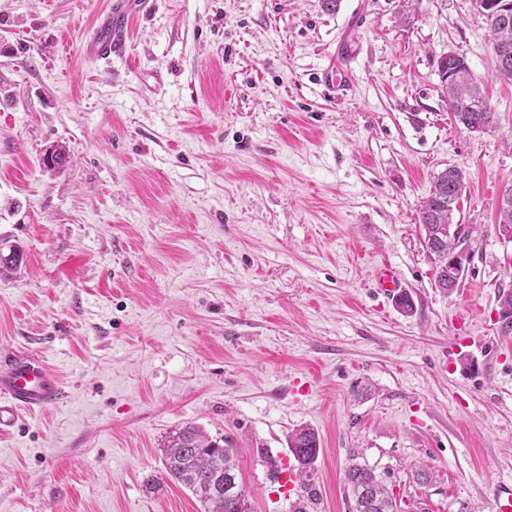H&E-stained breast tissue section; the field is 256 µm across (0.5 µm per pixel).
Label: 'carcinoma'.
Listing matches in <instances>:
<instances>
[{
  "mask_svg": "<svg viewBox=\"0 0 512 512\" xmlns=\"http://www.w3.org/2000/svg\"><path fill=\"white\" fill-rule=\"evenodd\" d=\"M493 40L495 71L499 80L512 83V9L502 14L492 11L484 15ZM443 90L448 96V109L455 121L467 125L468 130L489 128L496 122V112L485 105L480 85L473 79L466 59L446 57L438 63ZM70 162L69 152L62 147L51 149L43 163L54 169H63ZM462 170L449 167L434 177L428 195L421 202L419 223L425 233L424 247L434 255L436 281L448 276V255H440L433 235L437 228H453L467 239L473 228L455 221L456 195L463 186ZM14 259L0 260V276L14 273L24 260L22 249L9 246ZM288 451L295 461L298 478L296 500L289 512H317L319 501L315 485L316 463L320 453V438L316 431L302 426L288 435ZM160 452L164 475H150L144 483L147 491L161 486L163 478L183 485L204 507V512H253L240 470L234 463L235 449L227 437L213 438L203 429L186 424L167 433ZM351 492L352 512H402L396 498L375 474L373 468L351 459L344 473Z\"/></svg>",
  "mask_w": 512,
  "mask_h": 512,
  "instance_id": "obj_1",
  "label": "carcinoma"
}]
</instances>
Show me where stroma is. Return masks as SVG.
<instances>
[{
  "label": "stroma",
  "mask_w": 512,
  "mask_h": 512,
  "mask_svg": "<svg viewBox=\"0 0 512 512\" xmlns=\"http://www.w3.org/2000/svg\"><path fill=\"white\" fill-rule=\"evenodd\" d=\"M107 0H0V353L40 357L57 404L0 436V512H203L162 474L191 423L229 436L255 512H289L265 455L321 439L319 512L368 464L412 512H494L512 483V83L474 0H155L111 64L79 48ZM346 42L354 84L318 77ZM466 57L495 126L472 133L438 73ZM71 160L45 170L44 149ZM467 178L472 261L435 285L418 215ZM387 261L413 303L374 285ZM434 473L414 482L418 465Z\"/></svg>",
  "instance_id": "35a3bbf8"
}]
</instances>
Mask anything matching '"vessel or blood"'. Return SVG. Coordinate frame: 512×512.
<instances>
[{
	"label": "vessel or blood",
	"instance_id": "1",
	"mask_svg": "<svg viewBox=\"0 0 512 512\" xmlns=\"http://www.w3.org/2000/svg\"><path fill=\"white\" fill-rule=\"evenodd\" d=\"M151 0H110L96 18L92 33L81 45L84 56L96 61L127 53L129 21L147 10ZM374 284L382 293L394 292L401 286L400 275L390 263L374 269ZM63 396V386L40 358L14 355L0 360V435L13 431L21 412L36 411L56 404Z\"/></svg>",
	"mask_w": 512,
	"mask_h": 512
}]
</instances>
